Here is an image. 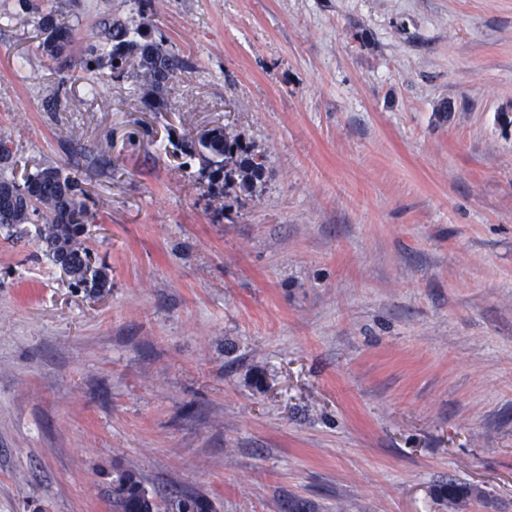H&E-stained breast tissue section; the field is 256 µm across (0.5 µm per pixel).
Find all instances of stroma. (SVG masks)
<instances>
[{
	"label": "stroma",
	"mask_w": 512,
	"mask_h": 512,
	"mask_svg": "<svg viewBox=\"0 0 512 512\" xmlns=\"http://www.w3.org/2000/svg\"><path fill=\"white\" fill-rule=\"evenodd\" d=\"M36 2L0 0L5 173L76 170L112 281L0 236V512H112L116 468L211 512H512V0ZM145 14L181 111L77 66ZM225 124L268 159L226 208L180 148ZM38 28L42 36V49L52 59L62 57L71 42V30L53 14L40 17Z\"/></svg>",
	"instance_id": "stroma-1"
}]
</instances>
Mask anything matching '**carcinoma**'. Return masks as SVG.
I'll return each mask as SVG.
<instances>
[{"label":"carcinoma","mask_w":512,"mask_h":512,"mask_svg":"<svg viewBox=\"0 0 512 512\" xmlns=\"http://www.w3.org/2000/svg\"><path fill=\"white\" fill-rule=\"evenodd\" d=\"M94 27L96 41L84 50L82 69L90 72L106 63L120 78L125 74L124 61L134 55L139 65L135 78L140 101L155 112L179 111L167 88L185 63L163 41L151 37L147 23L131 28L118 19H101ZM38 28L44 53L52 59L62 57L71 42L69 26L48 13L40 17ZM190 156L198 159L207 173L215 197L231 193L237 199L248 197L264 180L266 156L228 126L210 130V138L190 146ZM81 195L79 179L55 166L29 175L22 184L0 173V231L6 239L18 241L29 233L28 226H33L42 255L54 265L67 263L74 287L96 294L110 287L111 279L108 268L90 261L84 240L88 213ZM209 508V502L199 496L190 500L175 496L165 503L166 512H209ZM157 509L154 496L135 473L113 472L112 512Z\"/></svg>","instance_id":"cac0c4a2"}]
</instances>
